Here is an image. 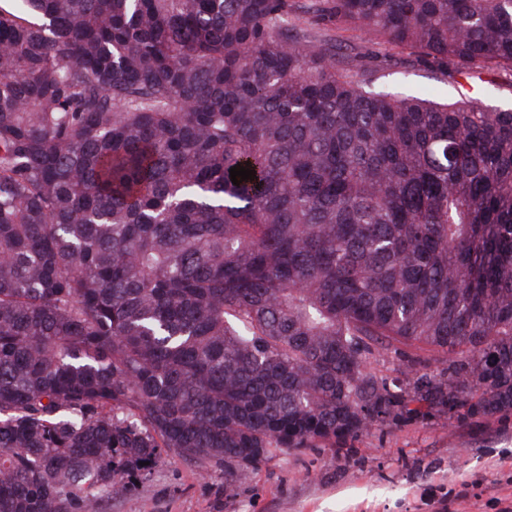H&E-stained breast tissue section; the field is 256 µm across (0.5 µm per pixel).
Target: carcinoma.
Masks as SVG:
<instances>
[{
  "instance_id": "cac0c4a2",
  "label": "carcinoma",
  "mask_w": 512,
  "mask_h": 512,
  "mask_svg": "<svg viewBox=\"0 0 512 512\" xmlns=\"http://www.w3.org/2000/svg\"><path fill=\"white\" fill-rule=\"evenodd\" d=\"M0 6V512H91L171 452L512 412V109L372 89L294 0ZM444 74L512 0H317ZM254 179L233 185L229 170ZM444 354L394 390L368 356Z\"/></svg>"
}]
</instances>
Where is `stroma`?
Segmentation results:
<instances>
[{
    "label": "stroma",
    "instance_id": "1",
    "mask_svg": "<svg viewBox=\"0 0 512 512\" xmlns=\"http://www.w3.org/2000/svg\"><path fill=\"white\" fill-rule=\"evenodd\" d=\"M298 2L296 23L309 33L299 43L304 52L330 49L338 70L370 77L377 90L437 103L462 100L459 78L409 49L368 40L356 25L318 26L310 0ZM468 73L477 104L512 107L511 73L479 64ZM409 358L433 376L443 367L441 353L405 345L369 365L400 385ZM225 486L223 467L204 471L171 453L126 495L99 502L96 512H512V412L384 423L342 443L279 451L247 469L233 492Z\"/></svg>",
    "mask_w": 512,
    "mask_h": 512
}]
</instances>
